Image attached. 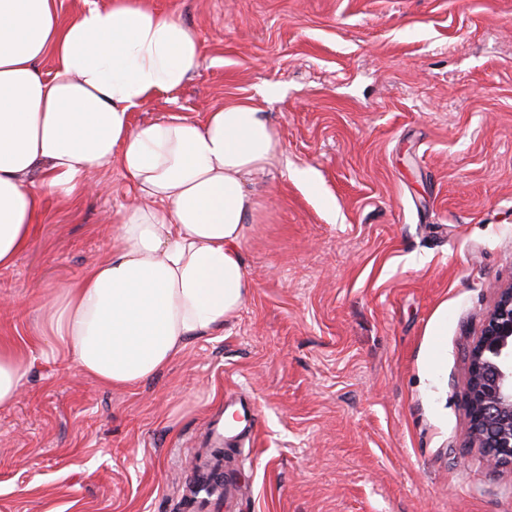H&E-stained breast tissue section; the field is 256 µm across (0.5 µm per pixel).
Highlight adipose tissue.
<instances>
[{
    "label": "adipose tissue",
    "mask_w": 512,
    "mask_h": 512,
    "mask_svg": "<svg viewBox=\"0 0 512 512\" xmlns=\"http://www.w3.org/2000/svg\"><path fill=\"white\" fill-rule=\"evenodd\" d=\"M61 7L0 0V270L30 245L44 198H71L86 175L118 162L139 202L119 215L109 256L58 288L35 328L85 376L133 388L244 306L248 185L282 146L247 100L200 122L133 124L134 110L197 69L199 40L145 0H86L67 20ZM23 380L20 353L0 345V408Z\"/></svg>",
    "instance_id": "1"
}]
</instances>
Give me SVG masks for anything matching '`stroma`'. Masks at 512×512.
Segmentation results:
<instances>
[{
    "mask_svg": "<svg viewBox=\"0 0 512 512\" xmlns=\"http://www.w3.org/2000/svg\"><path fill=\"white\" fill-rule=\"evenodd\" d=\"M202 45L135 123L255 100L282 153L254 187V290L141 385L109 388L32 337L53 286L112 250L117 166L45 206L0 271V512H189L230 390L255 442L234 512H512V466L467 447L468 353L512 282V0H150ZM24 360L12 345H0V408L13 405L21 395Z\"/></svg>",
    "mask_w": 512,
    "mask_h": 512,
    "instance_id": "stroma-1",
    "label": "stroma"
}]
</instances>
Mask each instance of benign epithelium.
<instances>
[{
  "instance_id": "1",
  "label": "benign epithelium",
  "mask_w": 512,
  "mask_h": 512,
  "mask_svg": "<svg viewBox=\"0 0 512 512\" xmlns=\"http://www.w3.org/2000/svg\"><path fill=\"white\" fill-rule=\"evenodd\" d=\"M469 444L512 465V284L500 289L469 355Z\"/></svg>"
}]
</instances>
